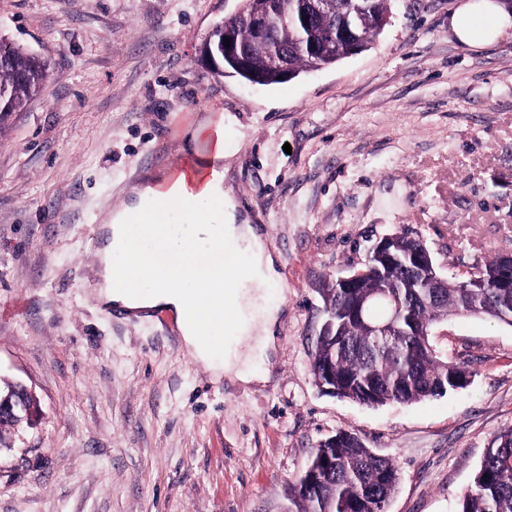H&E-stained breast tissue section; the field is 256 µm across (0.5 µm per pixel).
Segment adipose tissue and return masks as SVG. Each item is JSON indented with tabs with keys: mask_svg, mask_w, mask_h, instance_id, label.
Wrapping results in <instances>:
<instances>
[{
	"mask_svg": "<svg viewBox=\"0 0 512 512\" xmlns=\"http://www.w3.org/2000/svg\"><path fill=\"white\" fill-rule=\"evenodd\" d=\"M448 24L461 44L483 48L512 31V10L504 0H461ZM189 138L195 150L165 175H145L129 205L108 215L97 299L136 317L169 313L184 349L214 377L263 384L267 372L251 369L241 347L256 333L261 352L276 342L279 311L259 304L261 289L278 278L274 258L257 228L237 223L224 192L223 122H205ZM148 224L169 232L141 242ZM229 316L233 339L219 353L214 339Z\"/></svg>",
	"mask_w": 512,
	"mask_h": 512,
	"instance_id": "ef3b65f1",
	"label": "adipose tissue"
}]
</instances>
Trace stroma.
Instances as JSON below:
<instances>
[{
    "mask_svg": "<svg viewBox=\"0 0 512 512\" xmlns=\"http://www.w3.org/2000/svg\"><path fill=\"white\" fill-rule=\"evenodd\" d=\"M459 2L391 0L362 52L260 86L198 59L236 0H0V40L50 69L0 125V383L40 405L1 438L0 512H287L342 430L397 465L389 512H458L512 429V327L449 318L431 342L470 382L411 405L330 396L310 362L320 288L383 237L421 238L455 280L512 252V37L461 45ZM218 117L224 190L280 275L265 384L215 380L175 325L96 299L94 225Z\"/></svg>",
    "mask_w": 512,
    "mask_h": 512,
    "instance_id": "obj_1",
    "label": "stroma"
}]
</instances>
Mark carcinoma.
<instances>
[{"mask_svg": "<svg viewBox=\"0 0 512 512\" xmlns=\"http://www.w3.org/2000/svg\"><path fill=\"white\" fill-rule=\"evenodd\" d=\"M350 0H253L251 7L269 16L266 39L252 40L245 17H229L216 24L204 44L215 49L231 33L250 57L251 70L241 78L263 86L283 83L273 63L284 56L295 73L334 65L352 54L341 40ZM389 0H371V8L354 23L355 40L362 49L381 32L380 20ZM48 76L45 61L20 47L0 42V121L21 111ZM401 255L424 250L417 237L395 239ZM360 287L350 296L329 284L324 303L336 309L334 330L317 339L310 365L316 379L331 369L338 382L337 397L364 405L409 404L442 395L439 386L455 391L467 386L463 366L432 353L424 339L409 335L414 324H431L447 312L502 320L512 314V288L499 284L512 279V269L497 256L474 268L467 288L460 281L442 279L435 288L409 266L374 268L366 263ZM381 293L398 300L404 313L401 330L391 337L393 349L383 347L363 320L349 317L351 304ZM395 464L361 446L357 437L339 431L315 449L311 463L289 485L294 512H381L394 493ZM459 512H512V429L499 434L477 470L473 488L460 502Z\"/></svg>", "mask_w": 512, "mask_h": 512, "instance_id": "obj_1", "label": "carcinoma"}]
</instances>
